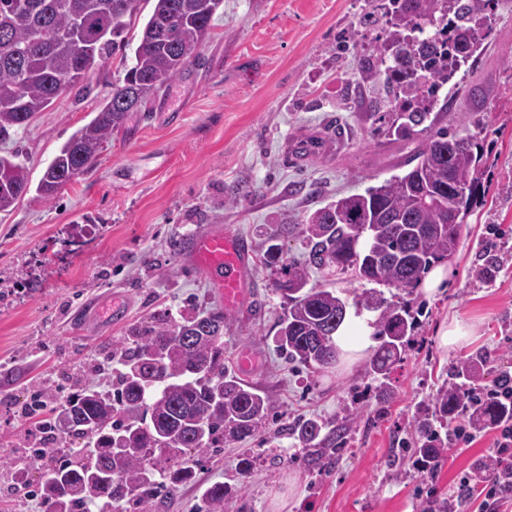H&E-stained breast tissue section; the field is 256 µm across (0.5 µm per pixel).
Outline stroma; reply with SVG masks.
Wrapping results in <instances>:
<instances>
[{
    "label": "stroma",
    "mask_w": 512,
    "mask_h": 512,
    "mask_svg": "<svg viewBox=\"0 0 512 512\" xmlns=\"http://www.w3.org/2000/svg\"><path fill=\"white\" fill-rule=\"evenodd\" d=\"M367 7V0H223L199 62L133 113L91 170L52 200L31 192L0 212V372L14 376L0 385V512H41L37 498L15 489L12 467L24 437L40 428L39 416L19 412L30 390L83 376L100 348L156 310L219 306L206 274L171 255L172 235L189 240L219 227L247 237L259 255L277 225L403 172L418 141L377 130L367 104L382 88L355 84L354 56L336 52L340 37L362 31ZM492 26L474 68L450 91L457 100L471 85L486 91L468 129L483 149L487 196L446 262L444 293L384 291L388 301L418 310L390 402L379 405L366 362L339 372L285 360L274 334L287 301L274 274L253 264L247 307L226 320L224 362L265 392L269 419L255 438L210 456L162 512H197L201 486L215 481L241 488L224 512H421L427 492H456L491 454L495 433L487 430L472 445L449 446L431 476L404 448L415 438L417 407L432 402L459 359L490 355L488 381L512 365V195L502 190L512 183V0H501ZM124 76L112 56L85 92L59 96L0 143V153L20 152L31 181H39ZM304 141L320 151L298 154ZM240 188L247 198L236 199ZM483 246L498 259L488 280L474 274ZM454 319L475 333L446 352L437 330ZM245 352L254 358L249 370L239 365ZM304 417L351 419L331 468L310 467L282 435L283 425ZM245 447L262 459L247 475L236 467ZM273 448L285 454L274 467L265 461Z\"/></svg>",
    "instance_id": "1"
}]
</instances>
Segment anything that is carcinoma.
Segmentation results:
<instances>
[{"label":"carcinoma","instance_id":"cac0c4a2","mask_svg":"<svg viewBox=\"0 0 512 512\" xmlns=\"http://www.w3.org/2000/svg\"><path fill=\"white\" fill-rule=\"evenodd\" d=\"M140 0H0V142L26 127L33 116L88 77L63 84L60 76L80 49L104 62L124 46V33ZM498 0H388L389 31L374 60H359L362 84L383 87L385 98L368 111H386L389 131L401 138L425 135L416 164L362 193L340 197L307 212L298 231L309 251L302 266L287 263L278 236L270 237L261 265L280 276L277 291L288 308L276 324L277 348L308 369L336 361L334 335L346 317V301L327 288L308 287L307 269L346 275L371 288L362 308L378 313L379 345L368 373L380 396L391 393V372L414 329L415 317L389 303L379 287L410 288L432 263L451 257L467 217L485 197L479 171L483 154L476 138L426 124L431 112L454 111V99L439 91L468 64L493 31ZM216 0H154L134 49L123 85L96 116L77 130L32 186L19 153L0 154V212L31 191L45 200L96 163L107 140L171 81L199 60L210 37ZM48 31L45 41L38 33ZM224 310L172 316L154 312L129 326L104 352L112 388L100 391L91 379L69 384L67 395L40 389L50 405L41 433L54 439L27 442L30 461L17 480L41 502L44 512H155L183 484L195 478L205 455L226 442L254 437L266 425L267 399L224 364ZM480 376L478 361L453 367L448 386L415 415L413 454L435 471L448 450V431L467 410L470 385ZM486 426L512 419V406L488 401L479 408ZM348 425L329 426L301 418L286 428L308 463L327 468L342 451ZM240 488L206 485L204 512H224Z\"/></svg>","mask_w":512,"mask_h":512}]
</instances>
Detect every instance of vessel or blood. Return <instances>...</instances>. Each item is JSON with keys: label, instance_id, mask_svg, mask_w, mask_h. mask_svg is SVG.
Instances as JSON below:
<instances>
[{"label": "vessel or blood", "instance_id": "b4317fda", "mask_svg": "<svg viewBox=\"0 0 512 512\" xmlns=\"http://www.w3.org/2000/svg\"><path fill=\"white\" fill-rule=\"evenodd\" d=\"M190 259L208 275L225 312L237 311L246 293L250 266L245 242L230 232L208 231L193 237Z\"/></svg>", "mask_w": 512, "mask_h": 512}]
</instances>
